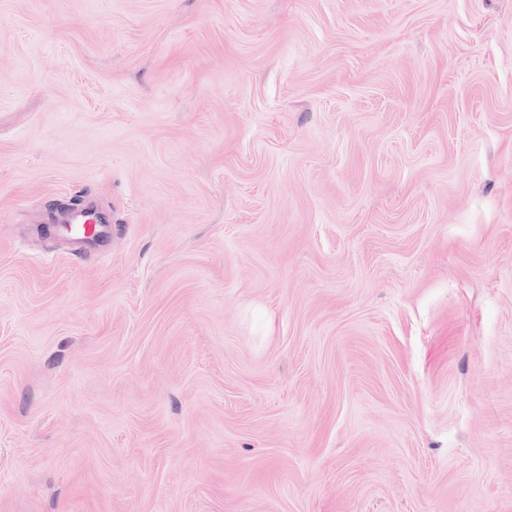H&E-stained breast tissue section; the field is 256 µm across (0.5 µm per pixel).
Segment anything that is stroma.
I'll use <instances>...</instances> for the list:
<instances>
[{
	"label": "stroma",
	"instance_id": "35a3bbf8",
	"mask_svg": "<svg viewBox=\"0 0 512 512\" xmlns=\"http://www.w3.org/2000/svg\"><path fill=\"white\" fill-rule=\"evenodd\" d=\"M0 512H512V0H0Z\"/></svg>",
	"mask_w": 512,
	"mask_h": 512
}]
</instances>
